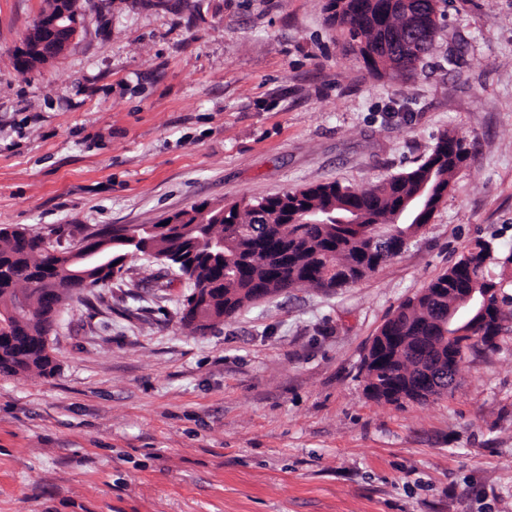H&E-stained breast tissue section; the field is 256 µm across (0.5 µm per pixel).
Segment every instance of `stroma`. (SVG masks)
<instances>
[{
	"mask_svg": "<svg viewBox=\"0 0 512 512\" xmlns=\"http://www.w3.org/2000/svg\"><path fill=\"white\" fill-rule=\"evenodd\" d=\"M327 0H98L19 72L47 0H0V225L72 248L110 227L340 181L455 133L472 157L432 219L347 288L212 328L153 257L58 313L51 378L0 375V512H512V332L424 404L368 397L384 322L480 237L512 248V0H440L412 75L372 74ZM461 48L456 63L451 49Z\"/></svg>",
	"mask_w": 512,
	"mask_h": 512,
	"instance_id": "obj_1",
	"label": "stroma"
}]
</instances>
